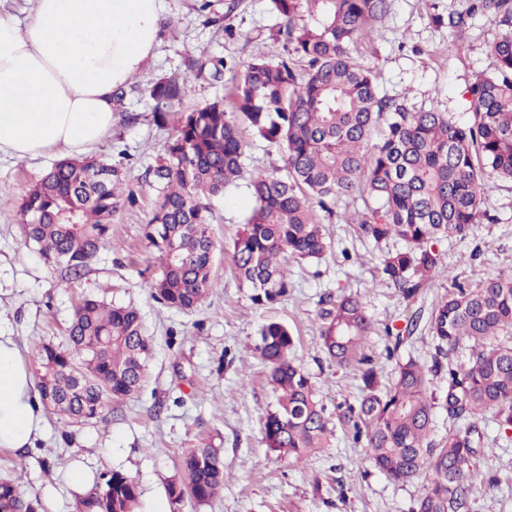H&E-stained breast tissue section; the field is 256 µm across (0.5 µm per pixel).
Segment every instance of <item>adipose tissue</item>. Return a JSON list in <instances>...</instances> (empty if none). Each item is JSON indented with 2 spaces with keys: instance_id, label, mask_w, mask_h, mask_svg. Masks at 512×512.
Segmentation results:
<instances>
[{
  "instance_id": "ef3b65f1",
  "label": "adipose tissue",
  "mask_w": 512,
  "mask_h": 512,
  "mask_svg": "<svg viewBox=\"0 0 512 512\" xmlns=\"http://www.w3.org/2000/svg\"><path fill=\"white\" fill-rule=\"evenodd\" d=\"M162 0H36L0 15V155L88 154L112 132L115 93L149 64ZM42 404L16 342L0 335V447L27 448Z\"/></svg>"
}]
</instances>
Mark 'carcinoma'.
<instances>
[{"mask_svg": "<svg viewBox=\"0 0 512 512\" xmlns=\"http://www.w3.org/2000/svg\"><path fill=\"white\" fill-rule=\"evenodd\" d=\"M303 0H269L286 21L279 53L256 55L227 93L190 111L179 109L191 92L188 77L149 86L154 120H173L166 158L153 170L160 184L146 225L159 254L153 299L191 312L209 294L215 243L208 199L248 177L255 206L233 245V262L251 301L273 306L288 297V260L320 258L330 242L315 208L328 214L342 195L363 187L365 209L344 215L348 224L380 242L405 247L390 252L383 280L404 299L443 273V239L469 236L487 218L481 211L485 175L512 182V0H474L473 9L504 27L491 47L496 71L468 86L470 117L411 111L377 93L375 76L350 52L370 39L391 0H324L323 20L310 27L295 18ZM234 115H228L225 103ZM283 149L284 172L245 173L240 128ZM138 198L118 168L105 160H63L25 194L18 213L24 238L53 267L60 282L83 278L111 241L112 215ZM322 349L336 366L358 372L360 394L329 414L308 374L294 361L288 327L268 322L254 351L269 370L275 401L262 423L263 442L295 462L325 448L335 428L366 449L375 470L392 483L426 474L411 512H472L476 495L495 486L478 470L484 434L478 420L491 411L499 431L512 432V271L477 282L457 278L431 312L432 364L399 355L417 329L387 332V359L395 361L389 385L380 382L367 354L373 319L360 300L342 295L321 312ZM468 351L459 363L458 348ZM154 350L139 309L88 296L74 310L67 346L40 342L32 349L44 409L68 425L107 421L109 407L142 389ZM446 373L441 393L431 377ZM454 426L436 441L435 409ZM220 449H187L179 475L167 484L170 499L197 504L224 488ZM82 512H138V482L114 471L80 500ZM0 512H37L18 481L0 477Z\"/></svg>", "mask_w": 512, "mask_h": 512, "instance_id": "cac0c4a2", "label": "carcinoma"}]
</instances>
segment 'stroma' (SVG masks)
Listing matches in <instances>:
<instances>
[{
  "instance_id": "35a3bbf8",
  "label": "stroma",
  "mask_w": 512,
  "mask_h": 512,
  "mask_svg": "<svg viewBox=\"0 0 512 512\" xmlns=\"http://www.w3.org/2000/svg\"><path fill=\"white\" fill-rule=\"evenodd\" d=\"M471 0H392L370 41L352 52L376 77L378 93L404 100L414 111L453 114L465 120L467 88L476 75L493 73L491 44L502 29L486 15L469 13ZM467 12L462 31L435 23V16ZM232 33H225V26ZM282 18L268 0H163L160 35L147 69L120 87L119 111L111 136L95 152L112 162L133 189L139 204L112 217L114 247L101 251L82 279L61 286L58 274L24 239L16 222L23 195L54 163V156L14 160L0 155V334L29 354L34 344H65L75 305L95 295L134 304L155 353L140 394L113 405L107 422L70 427L45 415L34 447H0V476L20 480V491L38 500V512H81L80 497L66 483L72 462L91 477L112 471L138 482L143 512H410L424 479L391 483L368 462L363 449L343 434L330 445L292 464L277 458L262 441L261 426L274 394L268 369L252 347L266 322L279 321L295 337V358L309 374L327 411L358 394L357 375L330 361L319 341L320 312L328 299L357 297L370 313L374 330L368 353L389 383L393 362L386 358L387 330L405 328L421 313L402 354L427 362L435 353L425 323L448 278L478 280L512 270V183L490 181L482 208L497 223L475 225L462 240L438 243L445 273L412 301L381 279L387 252L402 248L381 243L346 223L345 210L363 207L360 194L339 201L332 212H319L328 225L331 246L321 258L290 261L293 286L271 308L252 303L232 265L234 241L254 206L246 181L225 188L211 201L210 233L217 244L212 286L195 311L167 309L151 296L158 272L156 251L145 237L157 185L151 174L165 153L173 130L156 125L147 87L161 78L192 77L185 107L202 106L223 95L229 73L215 74L222 59L245 69L261 52L280 51ZM478 425L486 435L480 467L496 486L477 496L473 512H512V441L500 438L491 415ZM209 444L219 448L231 478L221 495L200 505L187 499L175 504L165 484L177 475L185 449Z\"/></svg>"
}]
</instances>
